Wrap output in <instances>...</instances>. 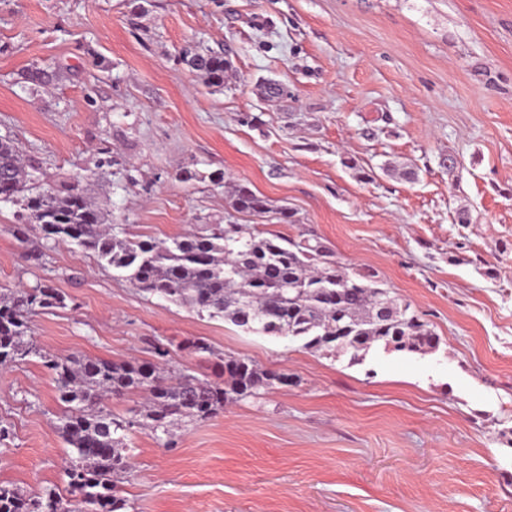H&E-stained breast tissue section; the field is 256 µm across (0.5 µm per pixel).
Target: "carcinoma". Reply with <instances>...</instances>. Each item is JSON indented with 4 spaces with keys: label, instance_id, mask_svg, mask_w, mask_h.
Instances as JSON below:
<instances>
[{
    "label": "carcinoma",
    "instance_id": "obj_1",
    "mask_svg": "<svg viewBox=\"0 0 512 512\" xmlns=\"http://www.w3.org/2000/svg\"><path fill=\"white\" fill-rule=\"evenodd\" d=\"M192 70L207 86L223 89L232 67L221 52L186 54ZM22 200L30 229L49 245H74L110 268L133 287L211 317H220L245 333L287 337L305 349L351 354L356 358L374 344L397 351L427 352L439 343L430 324L392 303L393 314H378L387 291L371 270L331 260L329 249L306 230L295 237L261 236L245 224H226L208 234H188L159 242L120 236L105 215L73 185L42 188L25 172L14 144L0 140V202ZM230 207L261 215L268 201L245 184L235 186ZM64 301L53 286L40 283L0 294V366L35 352L28 340L36 309ZM169 351L156 348L155 363H116L98 358L54 356L45 361L54 374L64 405L58 430L73 448L64 491L27 492L0 484V512H125L127 500L117 483L131 475L129 432L150 430L158 439L182 421H201L224 409L236 396L245 398L285 375L269 374L243 359L220 357L224 385L166 368ZM136 391L144 402L117 416L104 409L107 397Z\"/></svg>",
    "mask_w": 512,
    "mask_h": 512
}]
</instances>
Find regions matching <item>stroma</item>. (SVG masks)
<instances>
[{
  "label": "stroma",
  "instance_id": "1",
  "mask_svg": "<svg viewBox=\"0 0 512 512\" xmlns=\"http://www.w3.org/2000/svg\"><path fill=\"white\" fill-rule=\"evenodd\" d=\"M206 48L232 60L223 90L182 60ZM1 137L131 236L308 229L439 345L353 361L248 334L75 246L20 244L26 213L2 202L0 292L41 281L65 304L0 372V483L66 485L43 355L142 363L162 345L201 379L220 354L293 383L177 425L171 448L136 430L128 512H512V0H0ZM237 183L295 223L231 213Z\"/></svg>",
  "mask_w": 512,
  "mask_h": 512
}]
</instances>
